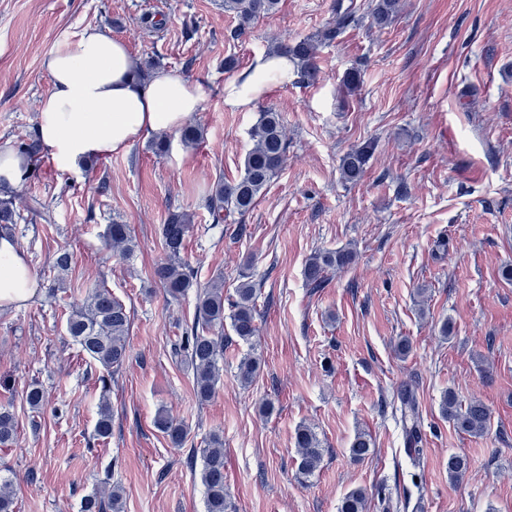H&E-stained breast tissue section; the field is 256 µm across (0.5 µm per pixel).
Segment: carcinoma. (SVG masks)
I'll use <instances>...</instances> for the list:
<instances>
[{"label": "carcinoma", "instance_id": "cac0c4a2", "mask_svg": "<svg viewBox=\"0 0 512 512\" xmlns=\"http://www.w3.org/2000/svg\"><path fill=\"white\" fill-rule=\"evenodd\" d=\"M279 0H224V13L238 21L234 35L244 34L255 20L273 13ZM400 10V0H376L372 10V23L384 28ZM357 22L356 11L349 0H335L331 18L314 34L292 42L275 43L269 55L284 57L294 65L302 81L310 84L319 74V49L337 40ZM252 147L246 153L238 178L220 180L207 196L205 207L216 224L224 216L244 215L255 205L273 177L280 170L288 150L286 129L280 113L266 109L259 113L250 131ZM373 150V143H365L346 152L341 159V177L349 184L356 183ZM192 223L191 214L170 211L159 228V236L166 252V259L153 272L154 279L172 299H178L196 290L195 315L174 344L173 354L185 361L193 370L194 393L199 402L210 401L216 394L221 380L220 360L224 356V320L240 341L253 345L257 336V288L247 275L234 289V294L224 297V282L215 281L202 287L193 269L182 258L184 243ZM104 244L113 252L124 256L133 249L129 225H107ZM357 252L352 248L316 251L305 262L304 279L311 288H322L330 270L342 271L353 266ZM68 335L81 351L108 373L117 372L128 359L129 314L125 305L112 297L104 288L89 290L81 307L72 311L66 321ZM261 369V359L255 353L244 356L238 366L239 384L250 387ZM442 415L453 422L458 430L471 436H483L491 424L490 413L480 400L466 406L458 405L455 395L447 392L441 401ZM401 422L410 453H419L423 422L413 396L403 397ZM157 427L168 437L175 448L187 442L189 431L184 424L170 415H159ZM18 421L12 407L0 405V446L11 445L17 434ZM112 435V416L103 409L95 426L96 439ZM297 448V471L304 479L321 466L324 448L318 434L311 426L302 423L294 435ZM371 440L365 433H358L350 445L351 458H364L370 451ZM200 458V480L204 487L205 512H235L229 492L224 486V440L218 434L209 437L206 447L195 448L192 458ZM468 470L465 457L448 458V479L460 482ZM12 478L0 479V512H13L14 497ZM121 489L112 488L108 497L92 494L81 503V512H120ZM368 497L362 488L349 492L342 501L340 512H367Z\"/></svg>", "mask_w": 512, "mask_h": 512}]
</instances>
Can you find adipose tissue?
Instances as JSON below:
<instances>
[{"label": "adipose tissue", "instance_id": "1", "mask_svg": "<svg viewBox=\"0 0 512 512\" xmlns=\"http://www.w3.org/2000/svg\"><path fill=\"white\" fill-rule=\"evenodd\" d=\"M43 66L52 88L41 103L39 135L61 171L89 158L125 152L149 133L179 130L204 98L202 85L176 70L142 81L126 44L97 27L85 28L76 40L51 51ZM273 73L287 77V60L259 58L232 80L229 99L248 104ZM37 291L23 251L14 238L0 235V312Z\"/></svg>", "mask_w": 512, "mask_h": 512}]
</instances>
